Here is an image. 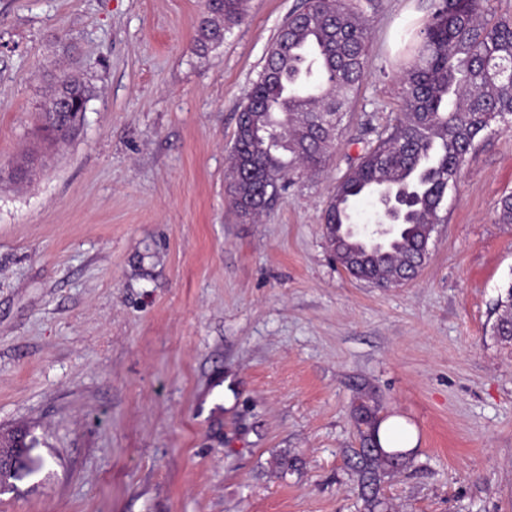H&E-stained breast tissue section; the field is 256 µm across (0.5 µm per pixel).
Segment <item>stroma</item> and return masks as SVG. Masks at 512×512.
<instances>
[{
    "mask_svg": "<svg viewBox=\"0 0 512 512\" xmlns=\"http://www.w3.org/2000/svg\"><path fill=\"white\" fill-rule=\"evenodd\" d=\"M303 0H246L207 52V0H0V436L45 467L0 512H365L355 408L410 462L386 512H512V126L448 190L418 275L378 288L332 257L337 183L399 115L420 0H359L368 75L331 159L258 222L226 193L245 93ZM69 139L35 131L60 71Z\"/></svg>",
    "mask_w": 512,
    "mask_h": 512,
    "instance_id": "1",
    "label": "stroma"
}]
</instances>
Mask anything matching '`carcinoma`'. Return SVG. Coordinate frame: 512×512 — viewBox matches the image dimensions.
Returning a JSON list of instances; mask_svg holds the SVG:
<instances>
[{"label":"carcinoma","instance_id":"carcinoma-1","mask_svg":"<svg viewBox=\"0 0 512 512\" xmlns=\"http://www.w3.org/2000/svg\"><path fill=\"white\" fill-rule=\"evenodd\" d=\"M244 0H209V16L198 28L194 50L205 51L224 38V24L240 20ZM411 60L398 76L402 115L378 137L361 161L338 182L325 212L326 233L336 261L364 270L379 285L419 272V246L438 223V211L482 132L512 118V17L492 15L490 0H427V20L406 31ZM370 31L360 6L349 0H305L291 14L266 53L265 64L246 94L238 117L227 191L243 218L266 209L255 196L275 201L288 177L320 171L341 132L344 113L367 76ZM68 96L88 102L86 87L60 76L42 113L45 139L60 141L80 126L76 112H59ZM382 207L397 204V231L385 242H365L344 231L362 198ZM498 222L512 224V193L497 203ZM495 332L512 339V285ZM365 426L362 438L379 448L357 454L354 463L367 512H380L385 479L408 464L407 452L382 447L376 405L357 408ZM37 440L17 430L0 444L16 466H0V493L40 472L45 460L35 454Z\"/></svg>","mask_w":512,"mask_h":512}]
</instances>
